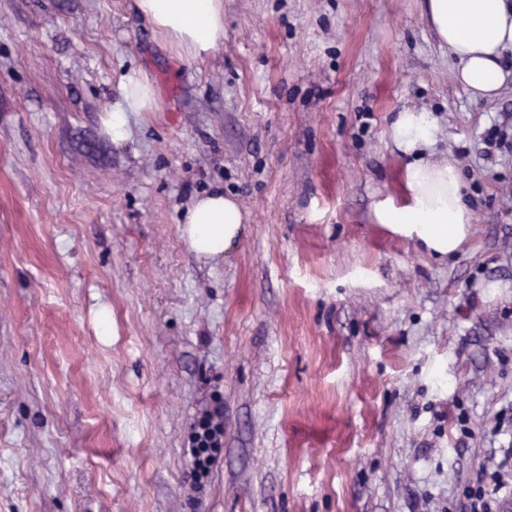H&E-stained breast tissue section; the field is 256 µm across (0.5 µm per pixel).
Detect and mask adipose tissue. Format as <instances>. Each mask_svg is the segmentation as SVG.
Masks as SVG:
<instances>
[{
    "label": "adipose tissue",
    "mask_w": 512,
    "mask_h": 512,
    "mask_svg": "<svg viewBox=\"0 0 512 512\" xmlns=\"http://www.w3.org/2000/svg\"><path fill=\"white\" fill-rule=\"evenodd\" d=\"M138 12L162 35L193 55L215 47L224 37L223 0H135ZM425 18L439 42L459 61L456 80L472 95L496 98L506 79L501 64L512 49V0H426ZM124 107L105 120L113 141L128 137V112L149 111L154 91L146 78L130 75L120 86ZM437 119L432 112L407 108L389 127V138L409 161L403 170L406 196L378 207L379 223L390 225L435 256L455 254L472 231L474 213L465 200L460 171L448 160L423 155L433 143ZM245 215L238 201L216 189L197 196L187 208L180 232L190 249L204 258L236 246Z\"/></svg>",
    "instance_id": "obj_1"
}]
</instances>
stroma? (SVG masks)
<instances>
[{"label": "stroma", "instance_id": "35a3bbf8", "mask_svg": "<svg viewBox=\"0 0 512 512\" xmlns=\"http://www.w3.org/2000/svg\"><path fill=\"white\" fill-rule=\"evenodd\" d=\"M424 4L224 0L191 59L135 0H0V512H467L512 474V50L472 96ZM409 107L476 215L450 257L376 220ZM217 187L248 221L200 259L178 227ZM120 93L127 109L134 112L149 111L154 102V91L147 79L135 74L122 82ZM105 123L113 142H122L127 139L128 119L124 108L108 111ZM215 417L221 418L219 408L205 412L200 425L202 432L196 433L192 442L193 475L197 481L207 475L210 465L223 447L221 425L213 424ZM505 480L498 468L485 469L484 476L476 484H468L463 490V496L468 501L469 512H497L499 502L504 497V492L509 487L512 495V481Z\"/></svg>", "mask_w": 512, "mask_h": 512}]
</instances>
